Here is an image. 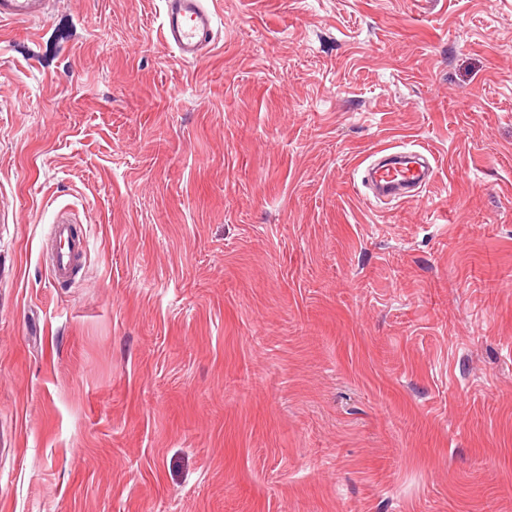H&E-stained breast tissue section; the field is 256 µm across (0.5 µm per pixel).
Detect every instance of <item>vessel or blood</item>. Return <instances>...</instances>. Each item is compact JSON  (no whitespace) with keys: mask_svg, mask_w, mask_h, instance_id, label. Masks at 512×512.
Here are the masks:
<instances>
[{"mask_svg":"<svg viewBox=\"0 0 512 512\" xmlns=\"http://www.w3.org/2000/svg\"><path fill=\"white\" fill-rule=\"evenodd\" d=\"M50 0H0V21L27 24L43 18ZM161 41L181 60L195 62L207 55L215 43L214 13L208 0H165ZM433 169L426 155L394 152L369 166L366 186L375 199L409 198L413 191L427 188ZM57 251L52 273L56 282L70 279L82 253L83 241L73 225L53 227Z\"/></svg>","mask_w":512,"mask_h":512,"instance_id":"1","label":"vessel or blood"}]
</instances>
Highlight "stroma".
<instances>
[{"label":"stroma","instance_id":"35a3bbf8","mask_svg":"<svg viewBox=\"0 0 512 512\" xmlns=\"http://www.w3.org/2000/svg\"><path fill=\"white\" fill-rule=\"evenodd\" d=\"M212 8L0 24V512H512V0ZM162 45L185 62L207 55L215 44L214 12L207 0H165ZM366 187L378 200H404L413 190L425 189L432 181L433 169L420 152H394L370 163ZM57 251L53 257L52 273L56 282L70 279L82 253L83 240L76 234L73 224H53Z\"/></svg>","mask_w":512,"mask_h":512}]
</instances>
